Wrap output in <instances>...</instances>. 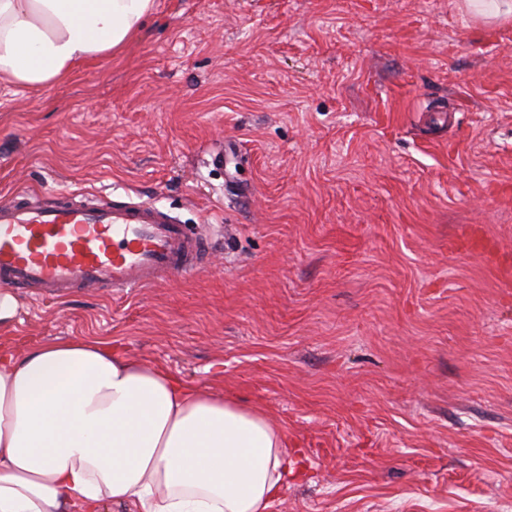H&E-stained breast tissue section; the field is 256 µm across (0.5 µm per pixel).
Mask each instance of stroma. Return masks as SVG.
I'll return each instance as SVG.
<instances>
[{
	"instance_id": "1",
	"label": "stroma",
	"mask_w": 512,
	"mask_h": 512,
	"mask_svg": "<svg viewBox=\"0 0 512 512\" xmlns=\"http://www.w3.org/2000/svg\"><path fill=\"white\" fill-rule=\"evenodd\" d=\"M21 191L148 201L216 248L20 296L18 349L97 338L263 412L305 470L270 512H512V23L156 0L112 55L0 84V202Z\"/></svg>"
}]
</instances>
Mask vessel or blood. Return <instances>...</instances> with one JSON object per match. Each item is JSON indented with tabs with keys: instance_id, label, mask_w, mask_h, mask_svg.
Masks as SVG:
<instances>
[{
	"instance_id": "vessel-or-blood-1",
	"label": "vessel or blood",
	"mask_w": 512,
	"mask_h": 512,
	"mask_svg": "<svg viewBox=\"0 0 512 512\" xmlns=\"http://www.w3.org/2000/svg\"><path fill=\"white\" fill-rule=\"evenodd\" d=\"M209 254L206 237L148 203L74 193L47 204L0 202V288L53 298L149 288L193 274Z\"/></svg>"
}]
</instances>
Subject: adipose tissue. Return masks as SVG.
Returning <instances> with one entry per match:
<instances>
[{
    "label": "adipose tissue",
    "instance_id": "obj_1",
    "mask_svg": "<svg viewBox=\"0 0 512 512\" xmlns=\"http://www.w3.org/2000/svg\"><path fill=\"white\" fill-rule=\"evenodd\" d=\"M154 0H0V82L38 90L142 29ZM0 290V512H268L297 463L281 427L76 336L17 352Z\"/></svg>",
    "mask_w": 512,
    "mask_h": 512
}]
</instances>
